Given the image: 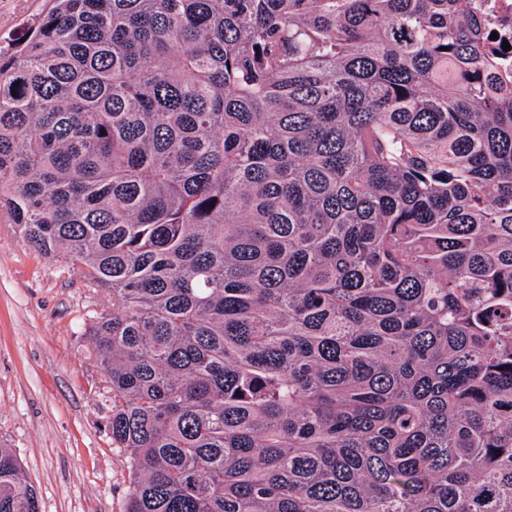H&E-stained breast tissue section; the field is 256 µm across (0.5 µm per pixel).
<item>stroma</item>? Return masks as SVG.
Segmentation results:
<instances>
[{
    "instance_id": "stroma-1",
    "label": "stroma",
    "mask_w": 512,
    "mask_h": 512,
    "mask_svg": "<svg viewBox=\"0 0 512 512\" xmlns=\"http://www.w3.org/2000/svg\"><path fill=\"white\" fill-rule=\"evenodd\" d=\"M52 0H0V50ZM111 292L78 265L29 248L0 216V443L37 488L41 512H124L125 454L105 423L111 395L85 330Z\"/></svg>"
}]
</instances>
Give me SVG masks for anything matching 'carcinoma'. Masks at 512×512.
Here are the masks:
<instances>
[{"mask_svg":"<svg viewBox=\"0 0 512 512\" xmlns=\"http://www.w3.org/2000/svg\"><path fill=\"white\" fill-rule=\"evenodd\" d=\"M0 214L112 292L125 512H512V75L466 0H54ZM0 512H40L0 446Z\"/></svg>","mask_w":512,"mask_h":512,"instance_id":"1","label":"carcinoma"}]
</instances>
